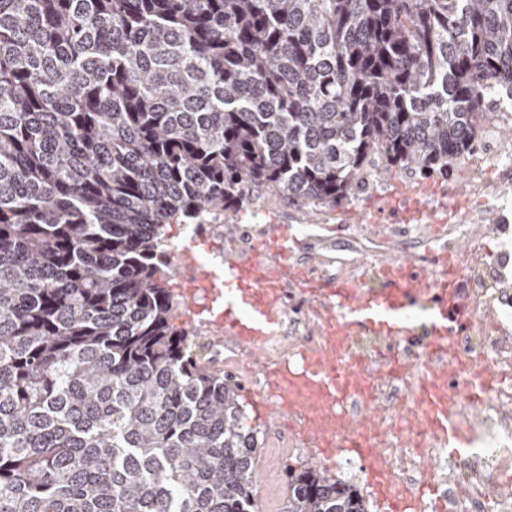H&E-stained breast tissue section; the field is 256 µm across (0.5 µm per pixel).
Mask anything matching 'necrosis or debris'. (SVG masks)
Wrapping results in <instances>:
<instances>
[{
    "instance_id": "1",
    "label": "necrosis or debris",
    "mask_w": 512,
    "mask_h": 512,
    "mask_svg": "<svg viewBox=\"0 0 512 512\" xmlns=\"http://www.w3.org/2000/svg\"><path fill=\"white\" fill-rule=\"evenodd\" d=\"M463 274L472 319L445 359L424 336L323 333L313 302L288 306L294 289L276 302L284 324L262 341L264 369L287 364L288 401L304 407L290 417L288 451L314 447L305 421L328 406L299 374L340 355L352 391L331 406L340 416L372 409L373 421L337 425L333 447L319 456L356 484L372 512H512V290L486 267L469 264ZM448 361L459 363V377L444 375ZM433 404L456 424L462 447L433 433Z\"/></svg>"
}]
</instances>
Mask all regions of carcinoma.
Wrapping results in <instances>:
<instances>
[{
	"instance_id": "cac0c4a2",
	"label": "carcinoma",
	"mask_w": 512,
	"mask_h": 512,
	"mask_svg": "<svg viewBox=\"0 0 512 512\" xmlns=\"http://www.w3.org/2000/svg\"><path fill=\"white\" fill-rule=\"evenodd\" d=\"M500 99L512 0H0V512H259L166 226L446 175ZM282 512L367 510L310 464Z\"/></svg>"
}]
</instances>
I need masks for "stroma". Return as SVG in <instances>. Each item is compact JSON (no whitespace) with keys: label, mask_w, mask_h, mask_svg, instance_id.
<instances>
[{"label":"stroma","mask_w":512,"mask_h":512,"mask_svg":"<svg viewBox=\"0 0 512 512\" xmlns=\"http://www.w3.org/2000/svg\"><path fill=\"white\" fill-rule=\"evenodd\" d=\"M471 182L468 169L454 167L451 175L426 176L409 168H392L370 180L350 200L336 207L309 206L301 208L289 204L276 195H265L252 210L239 213L231 227L204 230L206 240L225 242L229 249L225 258L250 252L258 241L267 236L271 225L284 224L289 234L298 242L292 252L295 264H311L316 270L335 272L336 263L342 259L357 258L362 263L377 264L393 256L415 254L416 249L403 235L394 233L397 225L396 210L402 207L406 191L417 196L432 211L434 220L447 219L456 212L461 196L467 195ZM512 217V199L492 200L476 206L471 211L474 222L487 226L485 246L481 251V264L497 266L504 246L495 226L502 216ZM376 246V253H369V246ZM241 402L249 423L259 433L260 457L276 454L274 474L259 470L260 512H280L283 500L269 494L270 484L286 489V466H303L304 458L289 455L288 430L285 419L276 409L262 406L256 387L244 384Z\"/></svg>","instance_id":"stroma-1"}]
</instances>
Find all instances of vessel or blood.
Wrapping results in <instances>:
<instances>
[{
  "instance_id": "1",
  "label": "vessel or blood",
  "mask_w": 512,
  "mask_h": 512,
  "mask_svg": "<svg viewBox=\"0 0 512 512\" xmlns=\"http://www.w3.org/2000/svg\"><path fill=\"white\" fill-rule=\"evenodd\" d=\"M285 226L276 225L268 239L249 254L227 265L199 270L202 286L211 288V302L218 307L216 322L224 332L259 342L277 321L275 303L281 288L290 286L314 298L332 325L347 330L366 329L393 336L411 333L413 317H421L426 335L444 342L453 335V324L465 317L461 260L466 248L440 250L433 256L434 276H426L409 257L394 258L364 269L350 280L327 273L310 275L289 261L292 248ZM224 283L217 291L215 283ZM324 392L347 389L349 377L335 358L325 359L317 377Z\"/></svg>"
}]
</instances>
